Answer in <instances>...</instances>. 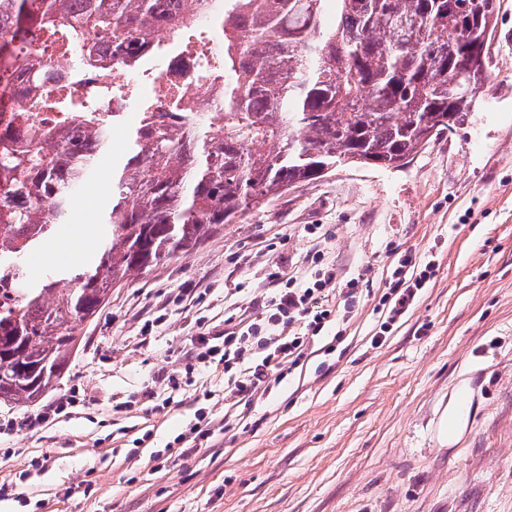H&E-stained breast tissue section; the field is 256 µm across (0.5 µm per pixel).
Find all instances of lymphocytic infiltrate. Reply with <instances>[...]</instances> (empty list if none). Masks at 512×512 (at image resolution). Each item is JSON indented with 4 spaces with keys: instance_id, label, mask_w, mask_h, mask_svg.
<instances>
[{
    "instance_id": "1",
    "label": "lymphocytic infiltrate",
    "mask_w": 512,
    "mask_h": 512,
    "mask_svg": "<svg viewBox=\"0 0 512 512\" xmlns=\"http://www.w3.org/2000/svg\"><path fill=\"white\" fill-rule=\"evenodd\" d=\"M317 268L305 280L286 275L281 264L270 266L267 278L276 291L263 312L240 321L220 336H203L187 357L186 374L207 371L212 364L224 367V395L252 398L270 393L308 356L314 338L331 322V309L322 305L326 288L336 278L333 269ZM433 264H421L415 253L406 252L392 272L382 306L386 320L371 343L382 346L391 326L413 307L423 288L433 278Z\"/></svg>"
}]
</instances>
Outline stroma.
<instances>
[{"mask_svg": "<svg viewBox=\"0 0 512 512\" xmlns=\"http://www.w3.org/2000/svg\"><path fill=\"white\" fill-rule=\"evenodd\" d=\"M500 3L481 108L455 135L402 168L334 167L115 285L54 389L0 403V512H512V0ZM107 202L63 219L66 265L97 254ZM317 250L341 280L362 277L358 304L347 314L330 296L336 321L313 354L225 418L223 369L186 376L188 352L273 296L270 265L303 278ZM407 251L435 275L372 346ZM461 392L471 408L447 445L441 416ZM133 394L139 407L123 408ZM201 407L214 436L181 456L170 443Z\"/></svg>", "mask_w": 512, "mask_h": 512, "instance_id": "obj_1", "label": "stroma"}]
</instances>
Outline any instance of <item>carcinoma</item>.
I'll list each match as a JSON object with an SVG mask.
<instances>
[{"label": "carcinoma", "instance_id": "obj_1", "mask_svg": "<svg viewBox=\"0 0 512 512\" xmlns=\"http://www.w3.org/2000/svg\"><path fill=\"white\" fill-rule=\"evenodd\" d=\"M199 0H0V60L9 33L145 38L184 26ZM334 9L330 24L325 16ZM499 0H224V121L152 113L134 129L105 212L104 246L86 266L55 267L37 283L25 259L53 238L55 219L109 149L101 128L67 132L56 153L34 133L0 153V401L34 403L66 369L78 324L126 275L185 253L336 164L398 168L476 111L490 72L470 65L492 39Z\"/></svg>", "mask_w": 512, "mask_h": 512}]
</instances>
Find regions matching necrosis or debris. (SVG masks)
<instances>
[{
  "label": "necrosis or debris",
  "instance_id": "necrosis-or-debris-1",
  "mask_svg": "<svg viewBox=\"0 0 512 512\" xmlns=\"http://www.w3.org/2000/svg\"><path fill=\"white\" fill-rule=\"evenodd\" d=\"M206 14L185 29L164 23L126 50L111 37L89 33L91 59L61 55L42 40L16 41L17 64L26 65L22 82L0 88V130L9 129V148L22 146L33 132L53 138L69 123L52 100L67 97L93 109L94 123L129 112L207 113L222 121L224 104V0H208Z\"/></svg>",
  "mask_w": 512,
  "mask_h": 512
}]
</instances>
